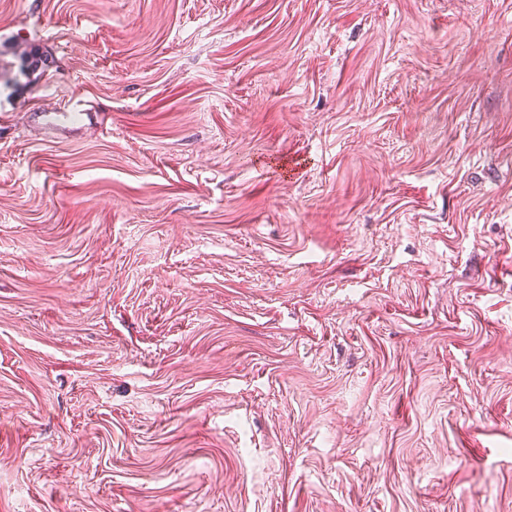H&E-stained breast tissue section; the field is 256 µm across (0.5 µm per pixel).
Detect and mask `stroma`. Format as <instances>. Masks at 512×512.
Wrapping results in <instances>:
<instances>
[{"label":"stroma","mask_w":512,"mask_h":512,"mask_svg":"<svg viewBox=\"0 0 512 512\" xmlns=\"http://www.w3.org/2000/svg\"><path fill=\"white\" fill-rule=\"evenodd\" d=\"M0 512H512V0H0Z\"/></svg>","instance_id":"obj_1"}]
</instances>
